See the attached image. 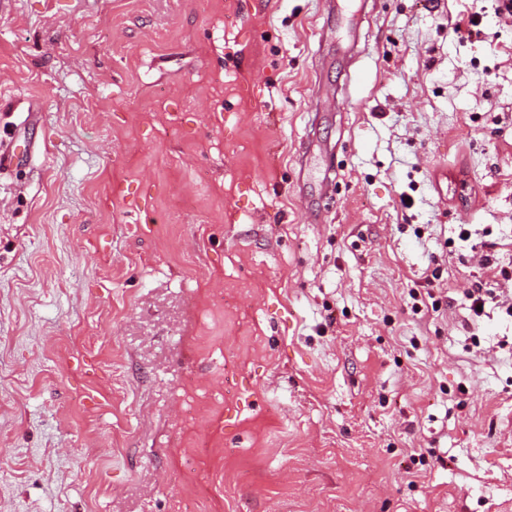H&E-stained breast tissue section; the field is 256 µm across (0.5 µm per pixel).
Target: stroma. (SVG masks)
Returning <instances> with one entry per match:
<instances>
[{
  "instance_id": "35a3bbf8",
  "label": "stroma",
  "mask_w": 512,
  "mask_h": 512,
  "mask_svg": "<svg viewBox=\"0 0 512 512\" xmlns=\"http://www.w3.org/2000/svg\"><path fill=\"white\" fill-rule=\"evenodd\" d=\"M471 12L0 0V512H512L456 235L512 263V17ZM466 226H469V225L468 224H460L459 225V232L457 235L458 239L461 242L466 243L467 244L466 246H469L471 251L476 252V250H478V248H479L480 251H482V255H481L482 265L487 268L492 267L495 263L494 253H491V251H487V250L484 251L483 249H485V248L493 249L497 245L496 242L490 241V240H481L480 242L471 243L472 233H471V230L469 228H467ZM483 252H485V254H483Z\"/></svg>"
}]
</instances>
